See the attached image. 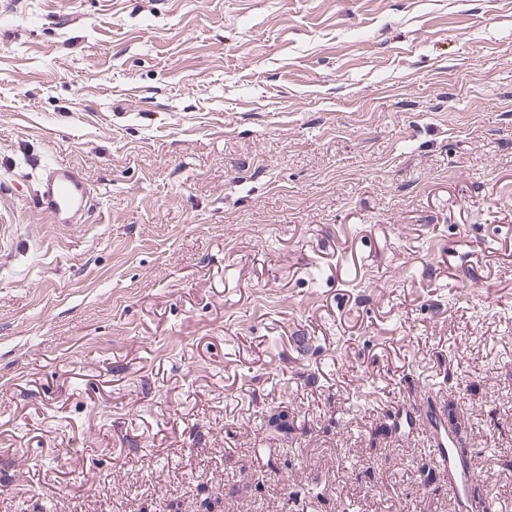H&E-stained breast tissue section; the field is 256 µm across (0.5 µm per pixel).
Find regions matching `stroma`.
<instances>
[{
  "mask_svg": "<svg viewBox=\"0 0 512 512\" xmlns=\"http://www.w3.org/2000/svg\"><path fill=\"white\" fill-rule=\"evenodd\" d=\"M407 392L512 512V0H0V512H451ZM94 203V190L78 168L59 164L43 168L33 205L51 224L74 231L83 224Z\"/></svg>",
  "mask_w": 512,
  "mask_h": 512,
  "instance_id": "obj_1",
  "label": "stroma"
}]
</instances>
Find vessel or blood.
Returning a JSON list of instances; mask_svg holds the SVG:
<instances>
[{
    "instance_id": "vessel-or-blood-1",
    "label": "vessel or blood",
    "mask_w": 512,
    "mask_h": 512,
    "mask_svg": "<svg viewBox=\"0 0 512 512\" xmlns=\"http://www.w3.org/2000/svg\"><path fill=\"white\" fill-rule=\"evenodd\" d=\"M95 203L94 190L75 167L52 164L45 166L37 181L33 205L50 223L76 230ZM393 417L401 431L425 432L435 469L448 484L453 497V512H470V489L478 480L473 457L459 455L457 437L448 426L443 408L422 405L417 396L404 395Z\"/></svg>"
}]
</instances>
